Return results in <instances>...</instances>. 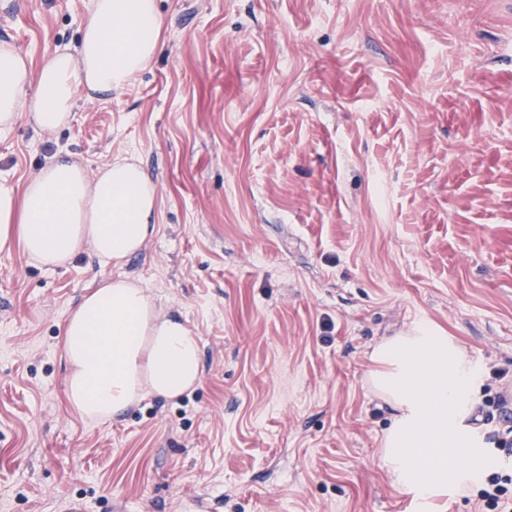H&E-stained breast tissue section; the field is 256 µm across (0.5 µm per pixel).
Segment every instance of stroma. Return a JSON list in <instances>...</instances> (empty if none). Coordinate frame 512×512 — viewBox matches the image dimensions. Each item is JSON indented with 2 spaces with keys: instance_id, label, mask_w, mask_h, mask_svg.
Masks as SVG:
<instances>
[{
  "instance_id": "35a3bbf8",
  "label": "stroma",
  "mask_w": 512,
  "mask_h": 512,
  "mask_svg": "<svg viewBox=\"0 0 512 512\" xmlns=\"http://www.w3.org/2000/svg\"><path fill=\"white\" fill-rule=\"evenodd\" d=\"M162 47L70 123L0 135L25 184L68 151L157 188L124 271L197 333L200 385L120 417L68 402L60 328L111 267L0 255V512H489L481 484L420 510L380 465L373 347L424 320L512 391V0H156ZM91 0H0L33 66Z\"/></svg>"
}]
</instances>
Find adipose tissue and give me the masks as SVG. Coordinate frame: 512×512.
<instances>
[{"label":"adipose tissue","mask_w":512,"mask_h":512,"mask_svg":"<svg viewBox=\"0 0 512 512\" xmlns=\"http://www.w3.org/2000/svg\"><path fill=\"white\" fill-rule=\"evenodd\" d=\"M161 29L155 0H92L75 52L35 68L0 42V132L22 117L45 134L67 125L77 85L123 89L159 52ZM156 208L154 183L125 157L91 176L74 155L59 152L24 186L0 177V254L19 241L43 267L86 253L115 268L61 330L67 396L89 420L116 418L147 397L181 398L202 380L195 331L123 270L154 234ZM371 358L379 365L371 384L395 410L380 456L395 485L426 502L477 482L483 469L471 450L478 438L466 420L480 371L453 337L419 321L379 342ZM452 454L458 464H449Z\"/></svg>","instance_id":"obj_1"}]
</instances>
